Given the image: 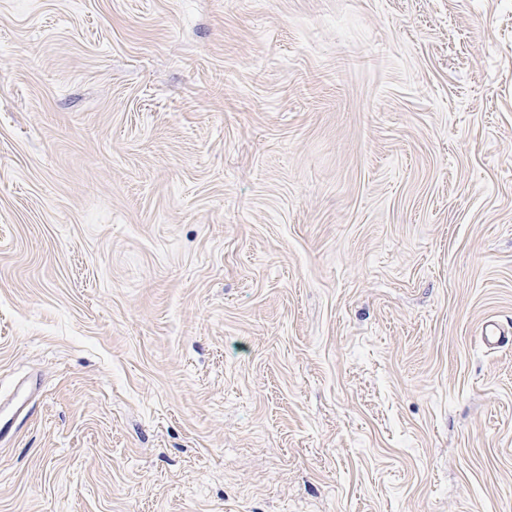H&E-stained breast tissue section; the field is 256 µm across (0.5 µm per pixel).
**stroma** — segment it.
<instances>
[{
  "label": "stroma",
  "mask_w": 512,
  "mask_h": 512,
  "mask_svg": "<svg viewBox=\"0 0 512 512\" xmlns=\"http://www.w3.org/2000/svg\"><path fill=\"white\" fill-rule=\"evenodd\" d=\"M512 0H0V512H512Z\"/></svg>",
  "instance_id": "stroma-1"
}]
</instances>
